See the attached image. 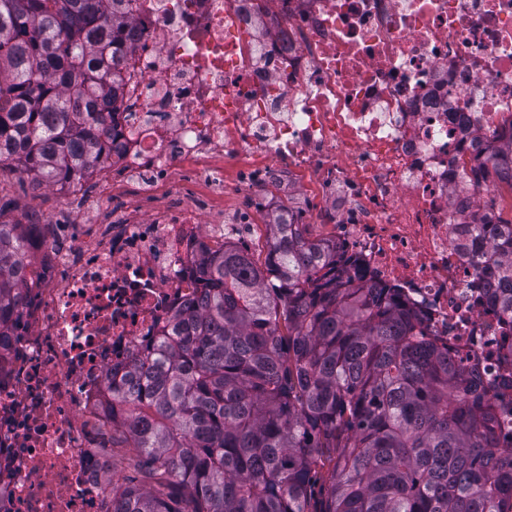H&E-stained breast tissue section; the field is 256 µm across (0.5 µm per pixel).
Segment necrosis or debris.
I'll list each match as a JSON object with an SVG mask.
<instances>
[{"instance_id":"1","label":"necrosis or debris","mask_w":512,"mask_h":512,"mask_svg":"<svg viewBox=\"0 0 512 512\" xmlns=\"http://www.w3.org/2000/svg\"><path fill=\"white\" fill-rule=\"evenodd\" d=\"M108 169L153 194L111 238L34 236L0 339V512H112V388L196 295L207 231L238 239L303 178L345 274L425 316L457 366L512 399L498 253L462 240L478 137L512 138V0H129ZM264 211H202L227 177Z\"/></svg>"}]
</instances>
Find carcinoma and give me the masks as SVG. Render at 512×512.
I'll use <instances>...</instances> for the list:
<instances>
[{
  "label": "carcinoma",
  "instance_id": "carcinoma-1",
  "mask_svg": "<svg viewBox=\"0 0 512 512\" xmlns=\"http://www.w3.org/2000/svg\"><path fill=\"white\" fill-rule=\"evenodd\" d=\"M114 2L0 0V171L63 190L104 166ZM266 227L261 265L245 245L202 248L204 292L112 390V512H512L496 441L512 402L397 294L336 281L304 225ZM19 228L0 221V337L25 287ZM489 234L512 313V219Z\"/></svg>",
  "mask_w": 512,
  "mask_h": 512
}]
</instances>
